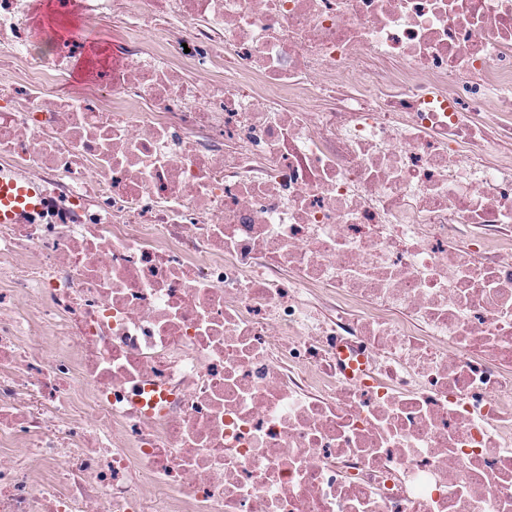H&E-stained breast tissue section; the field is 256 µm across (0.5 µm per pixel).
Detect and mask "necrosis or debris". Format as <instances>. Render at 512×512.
Instances as JSON below:
<instances>
[{"mask_svg":"<svg viewBox=\"0 0 512 512\" xmlns=\"http://www.w3.org/2000/svg\"><path fill=\"white\" fill-rule=\"evenodd\" d=\"M0 0V512H512V0ZM29 7V29L33 39L41 43L44 41V36H48L49 33L46 29V21L48 18L53 19L54 28L59 31V33L64 36L68 33V31L73 30H87L90 33L89 39L92 43L100 44L102 46H109L110 38L106 33L105 25H90L88 24L84 17L81 15L79 11H74L73 14L65 21H58L54 14V6L53 1L55 0H27ZM51 1V3L49 2ZM49 2V3H48ZM48 3V4H47ZM47 8V9H46ZM51 17H49V13L51 12ZM48 10V12H47ZM94 76L95 74L93 77H89V79L76 80L77 68L73 66L69 76L55 86V95L59 97L91 95L98 87ZM42 194L38 186L15 179L0 180V224H16L24 213L38 209Z\"/></svg>","mask_w":512,"mask_h":512,"instance_id":"obj_1","label":"necrosis or debris"}]
</instances>
